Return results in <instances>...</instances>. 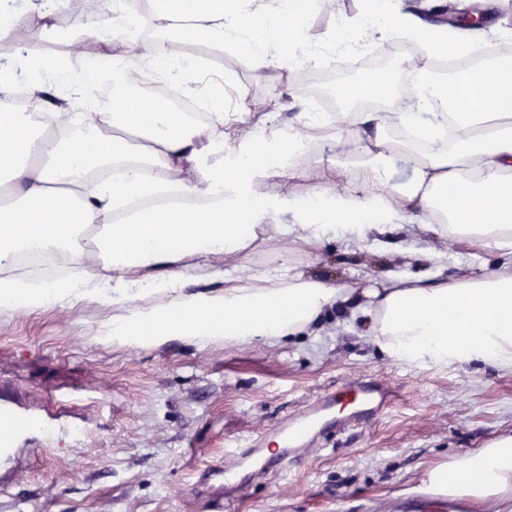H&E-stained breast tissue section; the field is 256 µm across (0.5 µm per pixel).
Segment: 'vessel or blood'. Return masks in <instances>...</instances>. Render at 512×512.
<instances>
[{"mask_svg": "<svg viewBox=\"0 0 512 512\" xmlns=\"http://www.w3.org/2000/svg\"><path fill=\"white\" fill-rule=\"evenodd\" d=\"M396 395L395 387L381 380L343 381L336 389L304 403L285 417L274 433L250 439L246 447L233 449V466L210 469L203 481L219 483L227 496L237 495L245 486L243 470H252L260 476L286 472L299 461L300 449L317 443L323 432L344 431L374 419L392 404ZM273 441L282 444V452L269 457L263 455V448Z\"/></svg>", "mask_w": 512, "mask_h": 512, "instance_id": "vessel-or-blood-1", "label": "vessel or blood"}]
</instances>
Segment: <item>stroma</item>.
<instances>
[{
    "instance_id": "1",
    "label": "stroma",
    "mask_w": 512,
    "mask_h": 512,
    "mask_svg": "<svg viewBox=\"0 0 512 512\" xmlns=\"http://www.w3.org/2000/svg\"><path fill=\"white\" fill-rule=\"evenodd\" d=\"M364 2L313 0L302 29L318 63L277 61L260 80L232 48L201 38L178 42L183 82L211 73L233 90L231 110L265 101L255 120L270 128L297 123L310 108L296 91L307 74L330 80L344 96L369 78L360 61L370 57L407 88L412 77L403 62L417 46L397 36L368 49L335 41L339 19L355 18ZM336 152L334 134L315 138L292 163L289 187L301 193L320 178L347 179ZM428 244L411 227L387 251L339 237L292 262L296 271L361 289L401 271L404 253ZM282 262L281 244L262 233L243 253L191 272L185 290L218 291L221 271L246 275ZM111 320V303L96 298L0 310V401L84 430L73 443L24 434L18 462L0 461V512H213L196 482L202 470L232 465L228 446L275 429L317 392L363 375L391 381L398 400L374 420L326 434L290 472L253 480L222 512H473L430 494L425 467L512 435L511 368L398 361L374 343L362 311L333 312L318 331L277 345L218 340L202 347L174 337L129 346L109 336Z\"/></svg>"
}]
</instances>
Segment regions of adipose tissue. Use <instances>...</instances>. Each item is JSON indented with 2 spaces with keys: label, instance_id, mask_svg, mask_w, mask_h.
Masks as SVG:
<instances>
[{
  "label": "adipose tissue",
  "instance_id": "adipose-tissue-1",
  "mask_svg": "<svg viewBox=\"0 0 512 512\" xmlns=\"http://www.w3.org/2000/svg\"><path fill=\"white\" fill-rule=\"evenodd\" d=\"M66 0H0V39L15 27L45 35L47 17ZM310 0H156L145 24L153 39L137 38L129 23L101 14L84 25L107 24L125 48L126 63L112 75L122 87L141 84L147 71H181L174 43L195 37L244 47L255 77L281 56L313 58L304 34L289 45L268 36L295 24ZM400 33L417 44L406 66L425 72L439 56L474 54L478 30L429 25L404 0H371L338 38L384 39ZM401 112L327 114L324 125L356 127L343 155L358 176L345 188L321 181L298 194L286 182L290 161L308 145L305 126H251V108L226 111L211 101L210 118L187 122L159 113L163 132L137 140L114 134L135 128L137 113L0 111V308L33 311L90 296L111 301L109 333L128 345H154L187 336L205 346L260 341L275 344L312 330L352 300L349 288L295 271L291 257L317 249L330 235L372 236L384 249L408 221L463 247L460 274L397 275L367 290L371 332L378 345L408 363L483 361L512 367V57H490L451 82L428 80ZM464 91L470 111L450 113L449 87ZM416 127L427 150L416 155L414 176L390 181L397 143L387 127ZM275 182L274 193L253 198L255 182ZM170 195L174 204L155 206ZM275 224L286 246L280 268L240 278L225 276L216 293H185L187 270L239 254L263 225ZM53 252L82 275L36 283L16 275L22 252ZM166 301L133 305L134 294ZM422 482L433 495L480 505L495 501L512 512V436L429 465Z\"/></svg>",
  "mask_w": 512,
  "mask_h": 512
}]
</instances>
